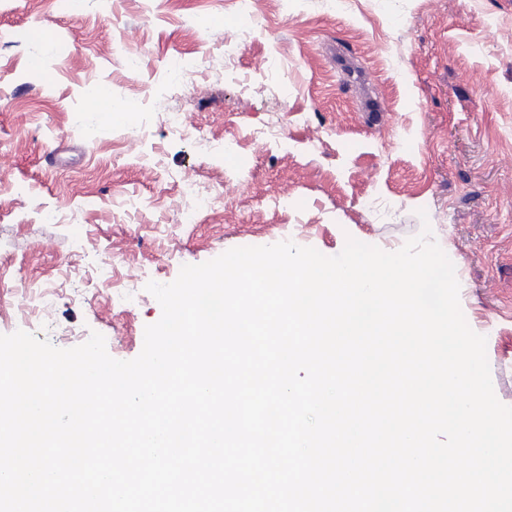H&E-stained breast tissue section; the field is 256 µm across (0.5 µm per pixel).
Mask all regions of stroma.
I'll list each match as a JSON object with an SVG mask.
<instances>
[{"label":"stroma","mask_w":512,"mask_h":512,"mask_svg":"<svg viewBox=\"0 0 512 512\" xmlns=\"http://www.w3.org/2000/svg\"><path fill=\"white\" fill-rule=\"evenodd\" d=\"M102 86L124 121L92 109ZM180 105L193 136L162 121ZM188 182L224 195L195 224ZM426 224L512 406V0H0V313L27 306L18 281L48 290L38 339L95 331L131 360L162 315L147 283L183 265L287 240L394 252Z\"/></svg>","instance_id":"obj_1"}]
</instances>
